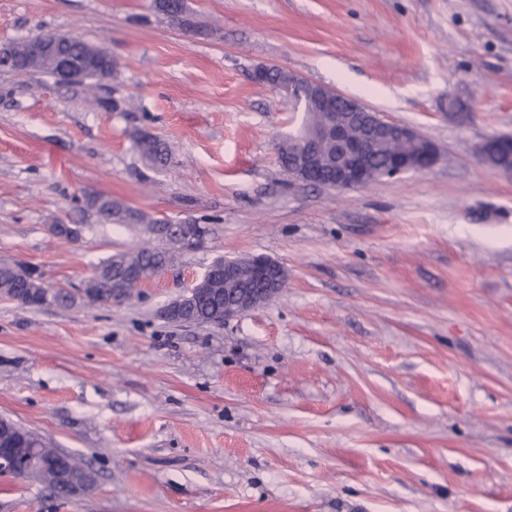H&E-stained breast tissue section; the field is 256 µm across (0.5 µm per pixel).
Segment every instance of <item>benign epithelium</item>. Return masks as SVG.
<instances>
[{"label":"benign epithelium","mask_w":512,"mask_h":512,"mask_svg":"<svg viewBox=\"0 0 512 512\" xmlns=\"http://www.w3.org/2000/svg\"><path fill=\"white\" fill-rule=\"evenodd\" d=\"M58 35L48 38L37 34L28 39V52L34 64L52 69L55 76L65 84L72 85L79 82L83 75L92 68H97L101 62L90 57H71L64 53ZM308 86L312 89L311 105L320 111L328 113V119L322 127L307 129L305 127L289 138L292 143L290 157L292 165L288 168V177L303 183H312L314 174V157L312 146L319 139H331L336 144L335 177L331 187L338 190H350L366 185L370 182L369 170L366 164L371 147L388 131L399 127L406 138H418L419 132L411 126L387 121L361 102L342 95L318 83L308 81L294 73L290 74L288 85L275 87V90L284 97H295V90ZM364 113L368 119L363 125L360 138L352 139L347 130L355 116ZM436 159L435 150H430L419 162L405 161L396 167L386 170L385 177H394L407 172H421L432 167ZM183 245L186 249L199 247L205 237V228L200 224L186 223ZM82 225L80 224H53V235L77 241L81 238ZM249 269L250 275L261 284L254 290H244L233 296L231 304L224 305V316L219 321L228 320L237 315L246 313L257 306L270 301L281 290L286 279L284 268L274 260L264 256H254L243 262L226 261L221 267H211L207 274L223 276L224 281L231 283L238 280L244 269ZM31 280L42 290L43 298L48 305L62 301L70 292L65 289H51L44 285L43 278L32 273ZM207 299L206 289L192 284L187 293L170 302L164 309L166 318L179 324H192L194 320L189 316L190 306ZM55 462L38 454L36 451L27 453L24 457L16 456L12 450L0 444V475H10L19 478L38 479L46 471L53 469ZM59 487L63 488L61 497L71 498L94 489L97 484V472L91 468H84L77 472H58Z\"/></svg>","instance_id":"benign-epithelium-1"}]
</instances>
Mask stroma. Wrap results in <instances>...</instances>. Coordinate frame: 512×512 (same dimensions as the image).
<instances>
[{
	"label": "stroma",
	"instance_id": "1",
	"mask_svg": "<svg viewBox=\"0 0 512 512\" xmlns=\"http://www.w3.org/2000/svg\"><path fill=\"white\" fill-rule=\"evenodd\" d=\"M80 37L102 96L0 69V262L71 306L0 298V417L99 474L62 499L0 476V512H512V0H0V44ZM277 66L409 125L423 172L349 191L290 181L303 104ZM142 128L168 146L156 169ZM102 193L206 229L149 288L88 302L95 267L150 242L74 211ZM54 224H79L78 241ZM265 256L278 295L221 325L160 313L220 258ZM144 137L143 131H136L133 141L138 151L153 165L164 166L169 163L171 157L166 144L154 135Z\"/></svg>",
	"mask_w": 512,
	"mask_h": 512
}]
</instances>
